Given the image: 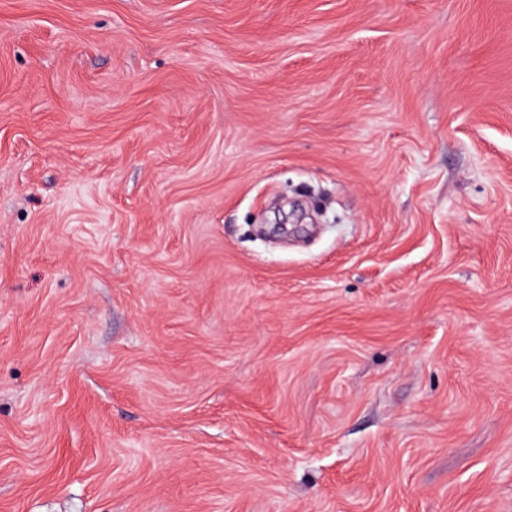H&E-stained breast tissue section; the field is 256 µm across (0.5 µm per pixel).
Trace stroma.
<instances>
[{
  "label": "stroma",
  "instance_id": "1",
  "mask_svg": "<svg viewBox=\"0 0 512 512\" xmlns=\"http://www.w3.org/2000/svg\"><path fill=\"white\" fill-rule=\"evenodd\" d=\"M0 512H512V0H0Z\"/></svg>",
  "mask_w": 512,
  "mask_h": 512
}]
</instances>
